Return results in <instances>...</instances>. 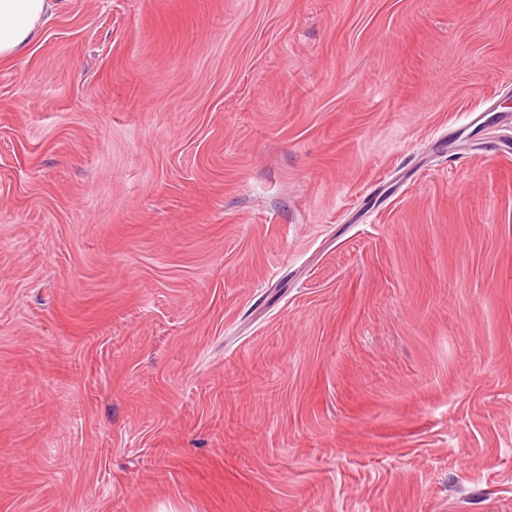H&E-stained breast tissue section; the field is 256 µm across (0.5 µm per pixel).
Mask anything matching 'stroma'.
Instances as JSON below:
<instances>
[{
  "mask_svg": "<svg viewBox=\"0 0 512 512\" xmlns=\"http://www.w3.org/2000/svg\"><path fill=\"white\" fill-rule=\"evenodd\" d=\"M0 512H512V0H64L1 60Z\"/></svg>",
  "mask_w": 512,
  "mask_h": 512,
  "instance_id": "1",
  "label": "stroma"
}]
</instances>
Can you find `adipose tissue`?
Listing matches in <instances>:
<instances>
[{
	"label": "adipose tissue",
	"mask_w": 512,
	"mask_h": 512,
	"mask_svg": "<svg viewBox=\"0 0 512 512\" xmlns=\"http://www.w3.org/2000/svg\"><path fill=\"white\" fill-rule=\"evenodd\" d=\"M60 4L61 0H0V60L23 51Z\"/></svg>",
	"instance_id": "adipose-tissue-1"
}]
</instances>
